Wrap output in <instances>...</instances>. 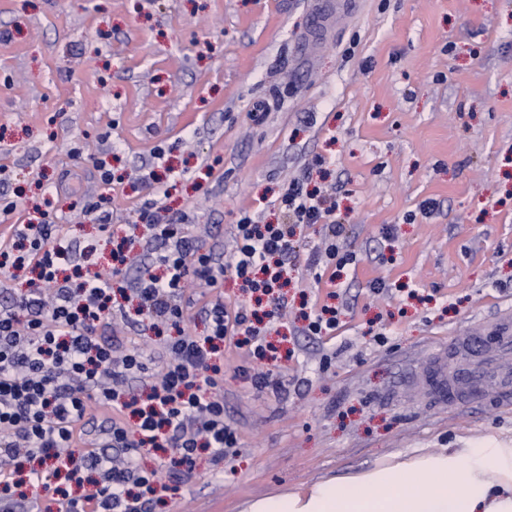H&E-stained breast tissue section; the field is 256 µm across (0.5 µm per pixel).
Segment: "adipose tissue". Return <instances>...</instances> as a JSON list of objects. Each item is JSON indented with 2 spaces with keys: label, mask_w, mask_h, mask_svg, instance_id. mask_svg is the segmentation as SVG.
I'll return each instance as SVG.
<instances>
[{
  "label": "adipose tissue",
  "mask_w": 512,
  "mask_h": 512,
  "mask_svg": "<svg viewBox=\"0 0 512 512\" xmlns=\"http://www.w3.org/2000/svg\"><path fill=\"white\" fill-rule=\"evenodd\" d=\"M491 470L497 482L489 481ZM245 512H512V442L420 453L254 500Z\"/></svg>",
  "instance_id": "adipose-tissue-1"
}]
</instances>
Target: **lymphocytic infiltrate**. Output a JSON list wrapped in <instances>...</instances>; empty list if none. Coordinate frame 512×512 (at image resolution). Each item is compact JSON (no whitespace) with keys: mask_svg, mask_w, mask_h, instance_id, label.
Segmentation results:
<instances>
[{"mask_svg":"<svg viewBox=\"0 0 512 512\" xmlns=\"http://www.w3.org/2000/svg\"><path fill=\"white\" fill-rule=\"evenodd\" d=\"M277 207L283 215L277 224L242 212L232 249L219 255L188 241V214L167 218L145 202L125 238L154 247L129 285L135 323H148L159 336L179 328L192 276L211 288L233 277L265 296L267 316L276 318L280 300L273 292L287 260L298 256L296 226L332 223L335 211L323 189L300 180L289 183ZM112 259L107 271L74 257L50 210L0 242L1 277L14 279L25 267L37 273L27 292L0 306V512H28L30 493L49 486L56 512H152L192 472L199 451L219 468L235 454L218 354L233 347L260 362L271 358L274 347L257 325V309L220 297L208 301L201 309L207 335L167 340L161 370L150 373V353L97 334L120 310L113 282L129 255L119 250ZM146 374L148 393L127 396V381ZM93 423L107 435L106 448L87 442ZM145 448L166 452L160 467L141 466ZM73 484L81 494L70 492Z\"/></svg>","mask_w":512,"mask_h":512,"instance_id":"lymphocytic-infiltrate-1","label":"lymphocytic infiltrate"}]
</instances>
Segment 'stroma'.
<instances>
[{
  "label": "stroma",
  "mask_w": 512,
  "mask_h": 512,
  "mask_svg": "<svg viewBox=\"0 0 512 512\" xmlns=\"http://www.w3.org/2000/svg\"><path fill=\"white\" fill-rule=\"evenodd\" d=\"M0 0V236L47 194L74 248L145 201L189 212L186 236L230 250L242 211L265 222L294 179L336 188V223L296 227L301 256L261 364L224 354V419L239 453H200L154 512H242L247 501L358 475L415 450L512 438V412L429 398L417 375L461 329L512 306V0ZM266 104L263 121L251 115ZM75 147L86 156H72ZM111 165L104 184L94 160ZM337 234L358 262L340 278L303 262ZM385 292L374 293L375 283ZM237 281L187 290L184 334ZM339 311L332 336L301 308ZM262 368L281 391L258 390Z\"/></svg>",
  "instance_id": "obj_1"
}]
</instances>
